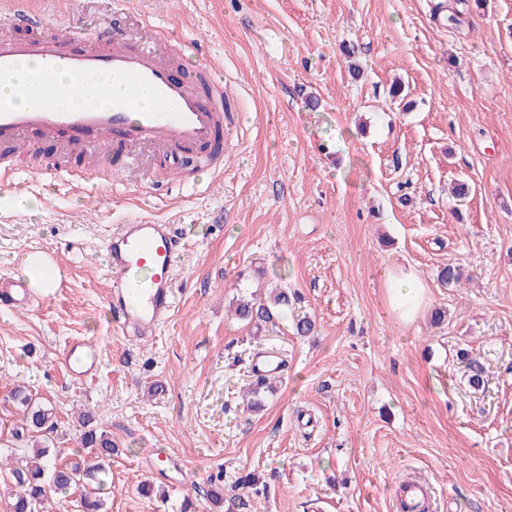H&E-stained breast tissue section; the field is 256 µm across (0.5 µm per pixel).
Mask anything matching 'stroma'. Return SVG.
Returning <instances> with one entry per match:
<instances>
[{"mask_svg": "<svg viewBox=\"0 0 512 512\" xmlns=\"http://www.w3.org/2000/svg\"><path fill=\"white\" fill-rule=\"evenodd\" d=\"M437 0H41L48 31L90 33L113 13L166 29L185 70L214 66L238 126L224 178L74 193L30 170L52 143L15 154L0 189V278L30 248L54 255L65 286L27 308L0 306V442L21 467L15 385L52 407L48 456L78 461L82 420L113 445L104 512H224L206 492L243 490L244 512H396L406 477L432 512H512V0H464L460 25ZM408 88L391 98L393 81ZM469 196L453 203L454 182ZM223 212L220 224L209 222ZM134 217L182 225L170 317L154 335L117 332L102 241ZM414 266L429 304L412 326L388 313L381 273ZM448 264L464 270L442 285ZM276 285L316 322L236 319L242 296ZM100 352L72 380L67 344ZM485 370L473 392L458 356ZM287 371L247 410L257 353ZM164 489L141 496L140 483Z\"/></svg>", "mask_w": 512, "mask_h": 512, "instance_id": "1", "label": "stroma"}]
</instances>
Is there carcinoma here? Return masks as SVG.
Segmentation results:
<instances>
[{
  "label": "carcinoma",
  "instance_id": "cac0c4a2",
  "mask_svg": "<svg viewBox=\"0 0 512 512\" xmlns=\"http://www.w3.org/2000/svg\"><path fill=\"white\" fill-rule=\"evenodd\" d=\"M291 299L287 289L279 290L269 304H261L242 299L237 304L236 314L242 321L249 323H269L282 312L288 310ZM469 369L468 384L479 391L485 387L484 371L481 364L469 357L467 358ZM15 401L24 407L23 425L21 430L14 432L18 438L27 434L31 437H40L52 432L56 426L53 409L37 402L33 395L21 387L12 391ZM80 441L84 447H94L102 457L112 456V441L104 433H97L94 429H88L81 433ZM40 463L29 468H14L12 476L20 488V493L13 506V512H32V506L39 504L52 493H63L67 490L82 487L84 490L83 507L86 512H99L100 500L96 492L102 490L107 475V469L103 465L95 468L81 466L79 464L60 467L48 460L44 451L36 452Z\"/></svg>",
  "mask_w": 512,
  "mask_h": 512
}]
</instances>
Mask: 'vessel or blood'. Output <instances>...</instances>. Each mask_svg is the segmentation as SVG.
<instances>
[{"mask_svg": "<svg viewBox=\"0 0 512 512\" xmlns=\"http://www.w3.org/2000/svg\"><path fill=\"white\" fill-rule=\"evenodd\" d=\"M37 0H0V78L15 65L36 61L29 76L63 72L77 82H129L131 90L105 105L64 104L61 99L34 97L24 106L0 100V141L37 149L54 142L60 155L85 157L102 152L112 157V174L120 180L140 178L150 167L165 169L177 154L193 155L201 169L224 171V145L229 139L224 118V81L210 67L194 78L181 77L156 40L139 36L129 15H122L82 36L67 26L46 32ZM149 88L154 103L140 108L133 94ZM185 248L176 225L135 217L117 225L103 242L112 291L107 304L122 333L145 336L164 323L173 309L174 270ZM35 292L27 284L0 281V302L27 304ZM65 366L77 381L96 374L99 353L79 341L69 345ZM254 377L281 375L279 355L255 357Z\"/></svg>", "mask_w": 512, "mask_h": 512, "instance_id": "obj_1", "label": "vessel or blood"}]
</instances>
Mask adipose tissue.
<instances>
[{"label":"adipose tissue","instance_id":"obj_1","mask_svg":"<svg viewBox=\"0 0 512 512\" xmlns=\"http://www.w3.org/2000/svg\"><path fill=\"white\" fill-rule=\"evenodd\" d=\"M386 304L394 320L403 326L415 323L427 304V289L410 266L395 265L383 277Z\"/></svg>","mask_w":512,"mask_h":512}]
</instances>
